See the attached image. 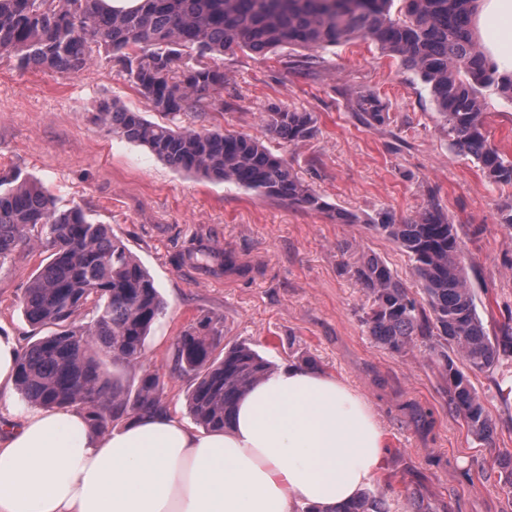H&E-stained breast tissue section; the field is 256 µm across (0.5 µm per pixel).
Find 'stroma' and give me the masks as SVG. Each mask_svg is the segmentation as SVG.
Wrapping results in <instances>:
<instances>
[{"label": "stroma", "instance_id": "35a3bbf8", "mask_svg": "<svg viewBox=\"0 0 512 512\" xmlns=\"http://www.w3.org/2000/svg\"><path fill=\"white\" fill-rule=\"evenodd\" d=\"M282 50L262 59L225 52L222 110L183 115V125L222 128L269 142L265 115L310 112L317 131L284 153L293 171L336 208L360 216L339 224L327 214L257 195L233 182L174 170L146 147L108 133L97 115L116 102L157 120L117 65L100 60L78 75L16 68L0 55V173L40 180L59 206L80 207L112 232L149 272L166 304L145 360L119 366L129 385L159 375L170 415L188 421L187 378L171 360L178 336L198 318L224 324V338L249 345L274 367L304 364L347 381L371 402L387 455L372 491L390 512H512L496 459L512 452V395L498 372L471 382L496 423L494 446L474 441L448 409L435 362L441 337L404 352L371 336L365 296L350 267L361 254L384 260L413 296L421 286L408 254L368 225L382 211L408 221L439 204L457 229L476 313L489 333L512 313V229L501 212L512 186L489 183L476 160L451 148L430 90L417 73L367 40L318 52L308 70ZM376 95L389 120L369 127L355 99ZM490 141L512 159V104L485 95ZM232 250L246 275L214 276L178 265L190 244ZM42 248H20L0 267V332L27 347L35 332L20 307Z\"/></svg>", "mask_w": 512, "mask_h": 512}]
</instances>
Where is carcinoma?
<instances>
[{
	"label": "carcinoma",
	"mask_w": 512,
	"mask_h": 512,
	"mask_svg": "<svg viewBox=\"0 0 512 512\" xmlns=\"http://www.w3.org/2000/svg\"><path fill=\"white\" fill-rule=\"evenodd\" d=\"M401 2L392 14L394 2ZM478 0H142L114 11L105 0H0V53L20 70L78 75L93 53L119 65L164 122L117 105L99 118L112 134L144 145L177 171L230 181L261 196L313 211L341 224L360 218L325 201L290 168L288 159L250 136L179 126L182 115L208 106L223 108L224 68L213 60L234 49L259 56L282 48L318 51L363 38L416 71L429 87L451 146L470 155L486 179L512 185V160L492 144L485 129L482 91L512 102V73H501L484 56L472 30ZM359 115L367 126L388 120L379 100L362 95ZM270 135L297 145L316 132L310 112L277 110L266 115ZM401 247L421 283L418 302L387 264L361 256L352 267L367 301L363 322L372 336L395 351L438 334L461 359L439 353L448 378V410L481 444L494 442L495 422L469 373L512 370V316L490 336L476 314L460 260L454 225L439 205L417 219L396 222L388 212L369 223ZM22 246L44 247L49 261L30 279L23 313L48 334L33 341L17 361L22 399L40 407L75 406L93 430L105 433L128 415L161 410L157 374L144 371L138 385L109 372L108 363H143L153 327L166 305L154 281L107 224H94L78 206L61 208L37 179L19 172L0 177V267ZM213 272L241 273L230 251L191 245L177 257ZM223 322L203 316L173 345L178 373L191 380L187 410L205 431L229 425L235 402L272 371L270 362L242 343L221 344ZM502 490L512 496V453L499 459ZM344 512H390L387 500L363 493Z\"/></svg>",
	"instance_id": "obj_1"
}]
</instances>
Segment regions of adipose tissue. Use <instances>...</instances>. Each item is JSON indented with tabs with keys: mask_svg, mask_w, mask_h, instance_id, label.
<instances>
[{
	"mask_svg": "<svg viewBox=\"0 0 512 512\" xmlns=\"http://www.w3.org/2000/svg\"><path fill=\"white\" fill-rule=\"evenodd\" d=\"M476 15L485 55L512 71V0H479ZM386 454L361 392L293 364L242 395L222 431L158 411L98 434L69 406L0 425V512H342Z\"/></svg>",
	"mask_w": 512,
	"mask_h": 512,
	"instance_id": "ef3b65f1",
	"label": "adipose tissue"
}]
</instances>
